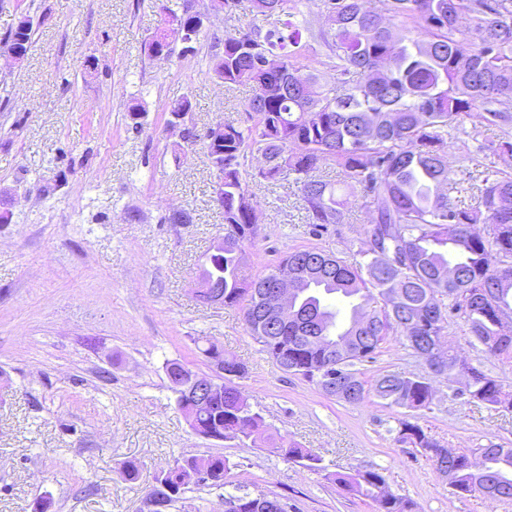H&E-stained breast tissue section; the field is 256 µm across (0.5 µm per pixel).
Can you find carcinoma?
Masks as SVG:
<instances>
[{
  "instance_id": "obj_1",
  "label": "carcinoma",
  "mask_w": 512,
  "mask_h": 512,
  "mask_svg": "<svg viewBox=\"0 0 512 512\" xmlns=\"http://www.w3.org/2000/svg\"><path fill=\"white\" fill-rule=\"evenodd\" d=\"M253 11L280 18L262 31L242 29L224 36L214 55L213 76L230 88L255 90L247 112L251 123L225 120L205 135L215 179L223 182L224 233L241 244L209 252L199 282L221 287L227 307L245 303L244 317L254 339L278 365L322 385L319 370L351 381L358 404L368 395L411 411L432 404L425 375L385 374L372 390L354 366L373 358L382 342L398 336L405 347H441L448 317L463 318L467 332L494 357H512L501 345L504 312H512V171H494L479 189L478 208H463L452 193L464 190L451 178L448 144L466 119L487 126L512 124V0H386L384 11L362 0H321L328 30L313 32L295 20L294 0H249ZM466 17L467 24L459 25ZM187 12L169 13L165 26L143 45L151 59L166 60L156 48L169 46L175 26L190 24ZM33 24L22 17L5 45L27 54ZM330 48L323 62L336 76L330 94L324 73L312 65L315 45ZM262 165L244 168L247 155ZM327 162L339 166L347 186L371 195L372 218L366 240L350 260L319 248L294 249L279 265L301 274L297 319L280 327L259 310V297L274 291L272 273L246 281L241 274L245 248L254 246L255 209L246 204L248 181L275 184L291 177L311 223L342 224L348 201L320 175ZM489 225L486 236L473 226ZM449 382L465 378L470 399L494 409L512 399L502 384L479 368L440 351ZM246 373L224 357V394L198 411L201 427L226 440L249 438L264 428L263 417L242 400L234 379ZM399 440L419 448L437 474L460 494L482 493L512 500V448L479 447V468L467 454L450 457L416 422L398 420ZM287 461H306L320 471V459L294 444L282 446ZM204 462L218 482L232 488L224 497L238 512H282L287 499L245 491L233 481V464L222 456L175 460L160 474L172 488L184 485V466ZM348 492L378 503L381 512H412V503L385 491L376 469L356 468L334 475Z\"/></svg>"
}]
</instances>
